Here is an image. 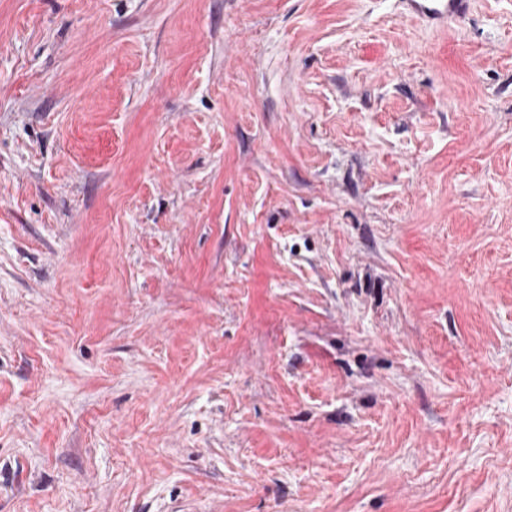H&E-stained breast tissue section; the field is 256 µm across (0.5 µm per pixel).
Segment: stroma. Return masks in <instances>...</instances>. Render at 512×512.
Wrapping results in <instances>:
<instances>
[{"mask_svg":"<svg viewBox=\"0 0 512 512\" xmlns=\"http://www.w3.org/2000/svg\"><path fill=\"white\" fill-rule=\"evenodd\" d=\"M0 512H512V0H0ZM403 4L410 14L442 26L449 19L466 16L472 0H404Z\"/></svg>","mask_w":512,"mask_h":512,"instance_id":"stroma-1","label":"stroma"}]
</instances>
